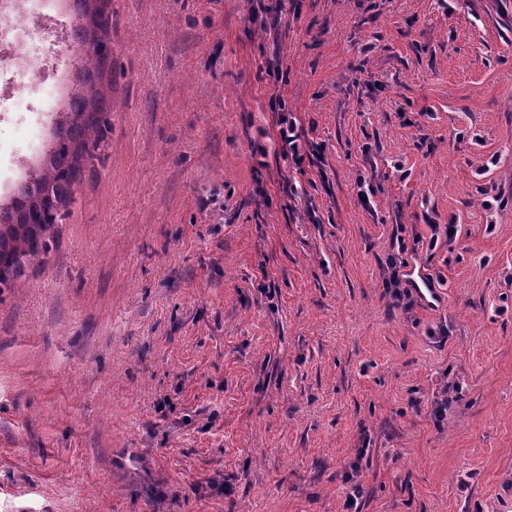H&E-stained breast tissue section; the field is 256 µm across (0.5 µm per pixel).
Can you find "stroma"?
<instances>
[{"instance_id": "obj_1", "label": "stroma", "mask_w": 512, "mask_h": 512, "mask_svg": "<svg viewBox=\"0 0 512 512\" xmlns=\"http://www.w3.org/2000/svg\"><path fill=\"white\" fill-rule=\"evenodd\" d=\"M271 2L112 0L104 163L0 293V512H499L512 0ZM277 112V125L279 127V136L282 143V156L285 159H290L292 164L297 168V171H304L303 164L306 158L309 163L311 162L310 156L314 155V149L308 144L309 149L306 150L302 140L301 134L298 132L296 122L290 117V112L285 108L283 101L278 100ZM405 275L412 288L420 297L423 304L430 308H439L444 302L436 288H432V278L427 277L424 268L416 262H411L405 269Z\"/></svg>"}]
</instances>
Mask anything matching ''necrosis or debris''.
<instances>
[{
  "label": "necrosis or debris",
  "instance_id": "1",
  "mask_svg": "<svg viewBox=\"0 0 512 512\" xmlns=\"http://www.w3.org/2000/svg\"><path fill=\"white\" fill-rule=\"evenodd\" d=\"M66 20L54 0H12L8 22L0 21V184L14 187L24 161L43 152L51 110L63 83L50 52L70 47ZM27 126L33 135L25 149L5 138L4 128Z\"/></svg>",
  "mask_w": 512,
  "mask_h": 512
}]
</instances>
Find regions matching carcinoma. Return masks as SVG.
Returning <instances> with one entry per match:
<instances>
[{"instance_id": "obj_1", "label": "carcinoma", "mask_w": 512, "mask_h": 512, "mask_svg": "<svg viewBox=\"0 0 512 512\" xmlns=\"http://www.w3.org/2000/svg\"><path fill=\"white\" fill-rule=\"evenodd\" d=\"M88 5L85 15L86 37L78 45V70L83 79L87 99L53 132L54 139L68 137L71 145L63 148V176L54 175L57 158L49 154L40 164L37 183H25L11 205L0 217V289L18 288L25 268L40 265L55 235L57 217L72 202L74 186L83 175L85 158L91 156L87 142L98 147L103 141L107 122L104 84H112L110 65L98 58V45L109 41L111 0H83Z\"/></svg>"}]
</instances>
